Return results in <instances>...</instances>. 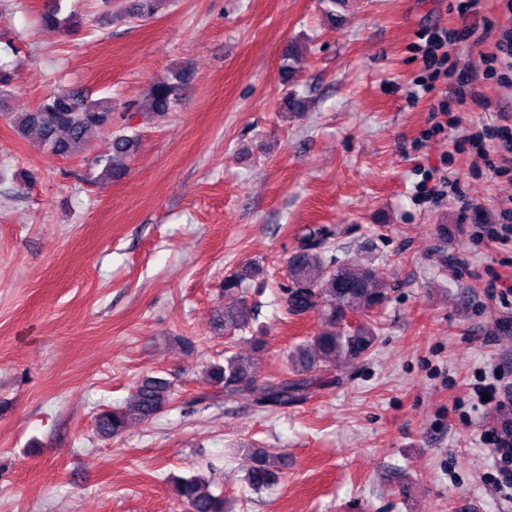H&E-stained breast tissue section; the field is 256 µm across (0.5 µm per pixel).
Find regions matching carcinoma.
Returning <instances> with one entry per match:
<instances>
[{
  "mask_svg": "<svg viewBox=\"0 0 512 512\" xmlns=\"http://www.w3.org/2000/svg\"><path fill=\"white\" fill-rule=\"evenodd\" d=\"M41 16L48 28L72 29L77 16L59 18L55 0H48ZM164 0H135L119 14L131 18H146L156 14ZM189 71L177 68L170 77L153 84L140 107L163 119L171 111L178 92ZM16 74L0 64V108L7 106ZM112 99L90 100L79 92L57 93L46 97L35 109L12 113L17 131L35 132L56 157L71 158L85 149L88 133L97 128L112 127ZM138 144V135L122 130L113 133L112 152L91 159L90 165L111 178L123 176L127 159ZM336 230L319 225L309 227L301 237L297 250L288 258V285L280 288L285 313L299 316L317 314L321 328L311 338L287 353L289 375L261 385L259 396H253L254 376L245 359L237 353L224 354V363L210 362L203 370L205 380L224 388L230 399L250 401L261 407H286L306 398L313 380L309 374L341 359H356L373 347L376 331L367 323L355 327L345 324L349 313H369L382 308L392 292L383 272L370 262L326 257L335 248ZM257 273L247 268L224 276L222 296L224 306L216 310L214 328L224 335L227 343L250 328L255 319L253 307L245 296L244 283ZM173 399L171 383L157 376H146L136 386L133 412L115 409L96 419L98 433L114 437L125 431L131 420L147 423L169 407ZM247 480L251 489L260 491L278 481L283 456L264 448H245ZM173 491L187 512H226L223 495L212 490V481L202 474L173 477Z\"/></svg>",
  "mask_w": 512,
  "mask_h": 512,
  "instance_id": "1",
  "label": "carcinoma"
}]
</instances>
